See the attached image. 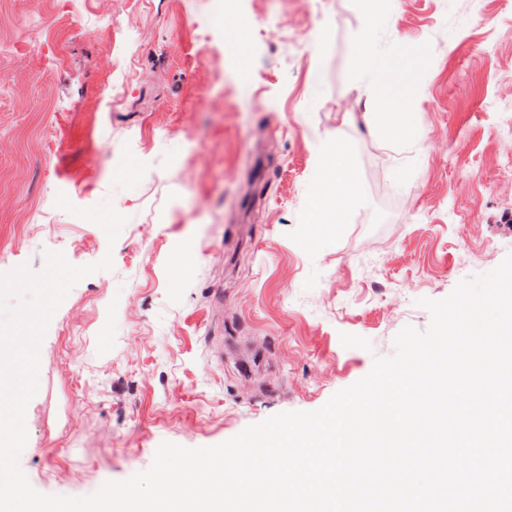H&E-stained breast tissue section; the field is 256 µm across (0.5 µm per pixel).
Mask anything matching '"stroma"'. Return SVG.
<instances>
[{
	"label": "stroma",
	"mask_w": 512,
	"mask_h": 512,
	"mask_svg": "<svg viewBox=\"0 0 512 512\" xmlns=\"http://www.w3.org/2000/svg\"><path fill=\"white\" fill-rule=\"evenodd\" d=\"M212 6L0 0V274L113 257L40 344L19 458L40 493L321 408L428 326L418 299L512 252V0H389L374 26L360 0H226L220 25ZM400 48L418 133L392 149L360 58ZM339 139L362 196L315 224L318 150ZM61 192L111 201L116 242Z\"/></svg>",
	"instance_id": "stroma-1"
}]
</instances>
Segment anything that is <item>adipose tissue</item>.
Listing matches in <instances>:
<instances>
[{"label":"adipose tissue","mask_w":512,"mask_h":512,"mask_svg":"<svg viewBox=\"0 0 512 512\" xmlns=\"http://www.w3.org/2000/svg\"><path fill=\"white\" fill-rule=\"evenodd\" d=\"M363 62L372 77L371 105L379 127L391 131L394 137L409 138L416 126V115L411 110V96L419 80L415 59L410 52L401 50L369 55ZM321 161L314 195V221L334 224L359 196L360 187L347 174L348 149L343 143L322 148Z\"/></svg>","instance_id":"obj_1"}]
</instances>
